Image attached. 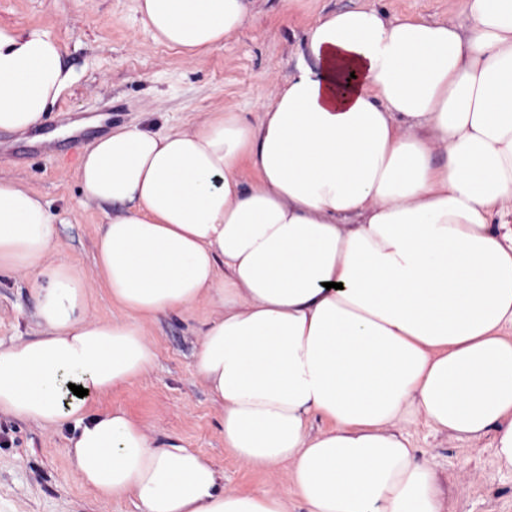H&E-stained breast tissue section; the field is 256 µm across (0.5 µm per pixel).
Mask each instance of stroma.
Returning a JSON list of instances; mask_svg holds the SVG:
<instances>
[{"label": "stroma", "mask_w": 512, "mask_h": 512, "mask_svg": "<svg viewBox=\"0 0 512 512\" xmlns=\"http://www.w3.org/2000/svg\"><path fill=\"white\" fill-rule=\"evenodd\" d=\"M359 6L468 22L464 0H257L250 24L190 58L153 39L137 0H0V25L47 34L60 44L63 66L76 77L43 125L23 135L0 131V178L40 193L56 214L60 249L48 261L77 267L91 283L88 320L108 321L119 311L95 285L94 242L106 218L96 204L79 202L81 147L122 124L170 132L224 110L255 120L286 79L309 24ZM34 304L21 273H0L1 346L38 337ZM211 317L201 301L145 323L156 352L153 369L92 407L123 409L157 441L175 439L210 457L229 488L287 486V469H251L224 447L223 412L195 367ZM406 433L437 470L452 512H512V471L498 468L489 442L457 439L421 420ZM67 436L64 429L0 415V512H137L133 500L109 501L83 484L67 456Z\"/></svg>", "instance_id": "1"}]
</instances>
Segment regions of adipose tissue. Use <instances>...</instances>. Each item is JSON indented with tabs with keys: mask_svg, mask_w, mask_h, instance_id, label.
Segmentation results:
<instances>
[{
	"mask_svg": "<svg viewBox=\"0 0 512 512\" xmlns=\"http://www.w3.org/2000/svg\"><path fill=\"white\" fill-rule=\"evenodd\" d=\"M138 9L189 57L253 18V0ZM466 12L465 26L326 14L256 121L213 112L84 145L82 200L108 211L98 281L124 319L86 320V279L44 262L55 214L0 179V270L26 277L42 328L0 347V415L70 429L83 483L138 512H450L403 431L418 419L492 438L512 470V0ZM61 55L39 30L0 26V130L45 122L75 81ZM200 301L213 316L196 368L224 447L253 469L290 464L289 489H227L202 453L65 390L131 384L156 358L142 323Z\"/></svg>",
	"mask_w": 512,
	"mask_h": 512,
	"instance_id": "ef3b65f1",
	"label": "adipose tissue"
}]
</instances>
